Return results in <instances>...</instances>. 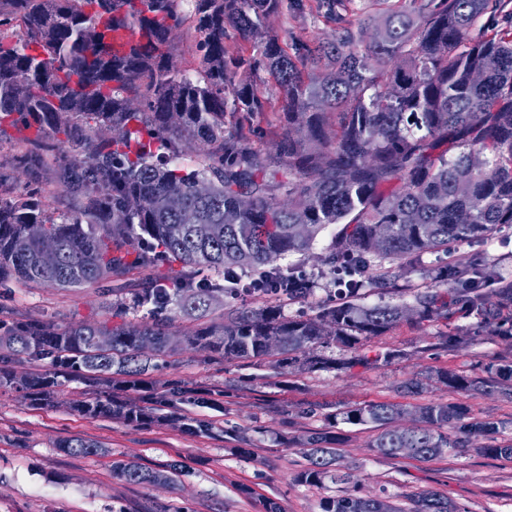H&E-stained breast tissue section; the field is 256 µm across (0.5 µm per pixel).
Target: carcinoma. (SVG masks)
I'll list each match as a JSON object with an SVG mask.
<instances>
[{"label":"carcinoma","mask_w":512,"mask_h":512,"mask_svg":"<svg viewBox=\"0 0 512 512\" xmlns=\"http://www.w3.org/2000/svg\"><path fill=\"white\" fill-rule=\"evenodd\" d=\"M384 17L365 14L333 38L281 46L269 20L287 0H191L198 35L196 77L167 65L170 33L184 26L180 0H0V141L13 130L26 150L24 192L0 194V281L15 279L58 289L124 283L107 304L109 317L60 325L38 317L0 315V386L41 404L66 383L103 380L107 391L78 403L86 418L118 416L148 424L178 399L170 389L152 407L120 400L113 391H143L157 357L182 346L228 359H261L280 346L287 372L349 371L361 356L325 357L317 346L354 344L402 319L404 308L365 307L348 299L322 307L315 319L282 316L276 302L302 297L305 280L277 261L307 253L318 234L340 224L336 248L322 257L331 271L362 277L375 258L407 263L451 241L481 239L512 224V25H496L505 0H385ZM18 29L25 37L13 41ZM279 97L273 98L267 84ZM279 103L288 138L263 153L242 129ZM341 115L331 129L329 114ZM460 149L438 153L441 141ZM197 157L192 168L176 162ZM61 188L63 208L43 205V181ZM210 185L208 196L195 192ZM180 198L159 210L160 196ZM309 226L296 235L298 220ZM57 241L59 259L46 267L40 245ZM158 261L162 276L131 282L135 269ZM253 273L258 305L230 308L222 322L168 331L170 313L203 315L219 297L240 291L235 269ZM217 277L200 284L196 272ZM453 287L416 296L423 320L446 319L456 307L475 315L474 337L512 339V287L485 291L478 262L439 272ZM147 310L148 321L129 316ZM111 338L108 348L98 345ZM24 356L47 361L18 376L1 363ZM491 379L442 371L439 382L465 391L496 388L512 398V361L490 368ZM409 407L367 402L326 415L325 429L299 438L307 467L297 480L318 484L333 473L339 423L378 430L372 447L386 456L431 459L463 452L475 437L482 452L512 459V442H498L497 423L442 402L414 407L415 424L397 422ZM451 426L454 434L444 432ZM94 455L98 442L62 441ZM112 470L130 483H173L182 466L162 470L128 465ZM322 512H456L448 498L425 491L404 510L374 496L328 497Z\"/></svg>","instance_id":"cac0c4a2"}]
</instances>
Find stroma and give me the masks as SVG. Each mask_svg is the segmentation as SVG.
<instances>
[{
    "instance_id": "stroma-1",
    "label": "stroma",
    "mask_w": 512,
    "mask_h": 512,
    "mask_svg": "<svg viewBox=\"0 0 512 512\" xmlns=\"http://www.w3.org/2000/svg\"><path fill=\"white\" fill-rule=\"evenodd\" d=\"M303 4V16L286 10L273 20L282 42L329 39L340 23L372 7L371 0H344L332 16L320 0H303ZM332 237V231L323 232L311 255L280 259L284 271L311 285L309 295L282 305L283 316L313 319L322 305L338 300L337 276L321 261ZM464 260L478 261L493 278L511 282L512 224L499 225L483 239L424 253L402 270L391 260H373L372 273L397 270L396 288L379 290L365 278L357 301L368 307L414 305L417 294L439 290L434 278L439 267ZM108 299L96 287L66 292L15 280L0 283V306L63 325L103 320ZM475 322V316L458 313L448 320L406 319L351 347H321L326 356L359 355L374 362L373 367L349 371L287 374L274 355L225 361L183 348L158 364L152 375L160 390L181 389L179 412L211 423L215 428L211 434L188 432L181 422L165 416L137 426L74 412L72 403L100 395L104 389L100 383H68L45 405L0 388V512H264L268 500L277 502L280 512H321L324 498L346 492L376 496L405 508L425 490L448 497L458 512H512V459L484 455L482 438L462 453L427 460L390 457L372 448L375 429L342 424L337 465L351 475V482L309 485L296 479L306 465L299 436L322 428L328 412L370 401H401L410 407L428 402L459 404L476 418L497 422L498 438L511 439V398L496 391H451L429 381L438 371L484 378L490 365L512 360L510 341L467 339ZM452 335L464 336V343L449 345ZM389 352L394 358L387 363L383 357ZM415 375L428 379L425 391L401 396L399 384ZM202 395L210 398V405H194V398ZM72 436L97 441L100 453L84 456L60 449V441ZM117 460L152 469L175 461L185 473L172 484H132L113 472Z\"/></svg>"
}]
</instances>
